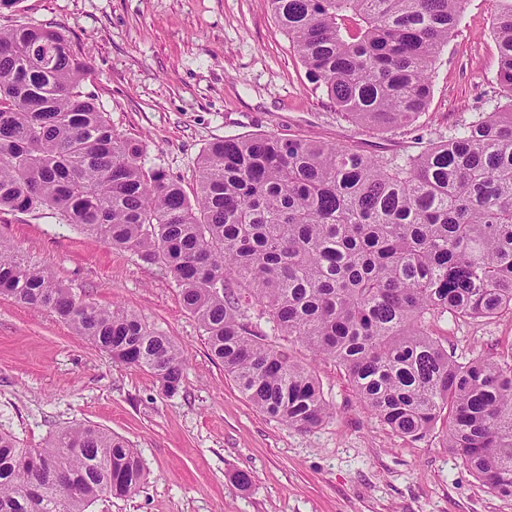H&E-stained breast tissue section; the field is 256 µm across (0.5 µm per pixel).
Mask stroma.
<instances>
[{"mask_svg": "<svg viewBox=\"0 0 512 512\" xmlns=\"http://www.w3.org/2000/svg\"><path fill=\"white\" fill-rule=\"evenodd\" d=\"M493 0H467L459 32L435 62L429 106L411 127L378 133L340 118L315 92L266 0H22L0 27L41 23L91 59L85 80L120 135L187 194L211 143L256 132L333 142L376 157L415 150L483 110L495 89ZM0 236L50 264L89 302L139 315L186 358L165 395L151 373L113 361L56 316L0 296V430L39 447L74 423L99 426L141 454L147 479L90 512H512L442 446L367 412L336 362L287 347L319 381L331 417L304 433L268 418L209 355L169 276L48 213L0 212ZM466 357L512 348V317L435 320ZM248 472L240 488L234 476Z\"/></svg>", "mask_w": 512, "mask_h": 512, "instance_id": "1", "label": "stroma"}]
</instances>
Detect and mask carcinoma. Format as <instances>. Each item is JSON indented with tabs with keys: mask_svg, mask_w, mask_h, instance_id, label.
Here are the masks:
<instances>
[{
	"mask_svg": "<svg viewBox=\"0 0 512 512\" xmlns=\"http://www.w3.org/2000/svg\"><path fill=\"white\" fill-rule=\"evenodd\" d=\"M493 108L402 155L331 142L227 136L196 160L186 195L84 90L90 66L32 23L0 28V211L48 210L156 265L211 356L271 419L310 432L331 413L314 376L269 342L295 337L348 375L364 406L444 447L512 498V351L458 358L431 320L512 315V0H494ZM467 0H268L336 116L379 132L428 108L433 63ZM0 295L48 311L112 359L183 384V352L138 315L85 301L0 239ZM127 441L86 424L25 448L0 431V512H88L146 480Z\"/></svg>",
	"mask_w": 512,
	"mask_h": 512,
	"instance_id": "obj_1",
	"label": "carcinoma"
}]
</instances>
